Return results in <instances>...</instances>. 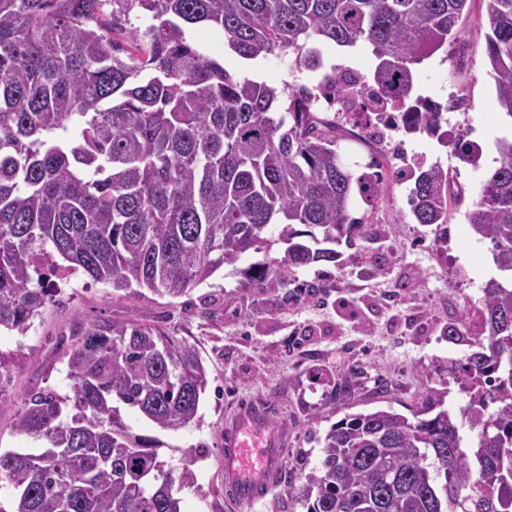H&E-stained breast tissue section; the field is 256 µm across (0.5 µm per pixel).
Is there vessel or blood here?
<instances>
[{
  "label": "vessel or blood",
  "instance_id": "1",
  "mask_svg": "<svg viewBox=\"0 0 512 512\" xmlns=\"http://www.w3.org/2000/svg\"><path fill=\"white\" fill-rule=\"evenodd\" d=\"M224 493L234 505L253 506L277 485L282 439L268 430L260 407L244 405L224 425Z\"/></svg>",
  "mask_w": 512,
  "mask_h": 512
}]
</instances>
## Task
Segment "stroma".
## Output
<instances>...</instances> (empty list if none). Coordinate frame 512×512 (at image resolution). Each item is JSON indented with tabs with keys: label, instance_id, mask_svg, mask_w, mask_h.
I'll use <instances>...</instances> for the list:
<instances>
[{
	"label": "stroma",
	"instance_id": "35a3bbf8",
	"mask_svg": "<svg viewBox=\"0 0 512 512\" xmlns=\"http://www.w3.org/2000/svg\"><path fill=\"white\" fill-rule=\"evenodd\" d=\"M488 30L483 0H471L457 40L415 72L423 95L440 99L452 89L464 95L469 110L461 127L481 141L487 169L494 165L496 139L508 131L488 74ZM224 65L278 89L316 84L322 72L292 66L278 54L244 60L228 51ZM406 149L447 169L466 188L464 200L449 206L446 252L434 248L431 227L410 214L412 182L388 176L375 203L352 211L364 220L369 246L382 258L378 271L363 264L357 247L345 245L342 267L319 262L294 270L287 283L273 279L265 288H248L241 271L259 259L249 252L181 296L149 293L138 299L82 275L53 276L55 261L46 259L41 268L51 276L50 302L26 335L0 332V361L7 366L0 373V448L32 447L31 439L15 432L14 419L31 392L49 387L70 394L65 352L94 320L161 327L187 341L202 359L208 385L192 422L164 430L132 410L123 412L133 433L160 440L169 465L190 464L194 484L179 493L181 512H236L224 498L220 448L226 419L245 403L262 405L285 438L278 485L253 512H306L293 495L299 474L315 465L318 437L345 415L389 406L409 417L428 388L446 390L447 403H465L466 395L448 376V362L469 347L449 342L443 329L466 314L483 284L498 274L490 244L468 224L478 177L435 139L414 135ZM349 367L360 376L356 394L329 401L340 371ZM318 409L326 421L310 424Z\"/></svg>",
	"mask_w": 512,
	"mask_h": 512
}]
</instances>
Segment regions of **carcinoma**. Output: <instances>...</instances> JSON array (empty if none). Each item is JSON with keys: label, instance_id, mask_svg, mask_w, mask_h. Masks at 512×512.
<instances>
[{"label": "carcinoma", "instance_id": "1", "mask_svg": "<svg viewBox=\"0 0 512 512\" xmlns=\"http://www.w3.org/2000/svg\"><path fill=\"white\" fill-rule=\"evenodd\" d=\"M468 2L0 0V330L26 334L50 302V283L32 277L46 252L63 260L58 273L175 298L269 249L271 226L284 256L245 269L248 287L336 264L334 246L367 240L351 209L378 196L379 160L343 165L345 130L309 111V87L275 112L277 88L201 53L187 26L222 32L243 59L288 52L309 68L313 36L366 43L370 82L403 106L413 66L457 38ZM483 2L497 106L512 119V0ZM133 5L153 23L127 27ZM496 148L468 223L503 277L482 287L477 350L448 362L468 401L447 407L429 388L411 419L388 407L333 423L295 490L307 512H512V136ZM417 168L410 213L443 252L448 201L464 190L437 165ZM67 356L72 395L36 391L13 423L39 447L0 451L14 512H180L192 470L168 466L121 408L166 430L190 423L207 385L195 348L138 321H92ZM356 385L346 372L332 393L347 400Z\"/></svg>", "mask_w": 512, "mask_h": 512}]
</instances>
